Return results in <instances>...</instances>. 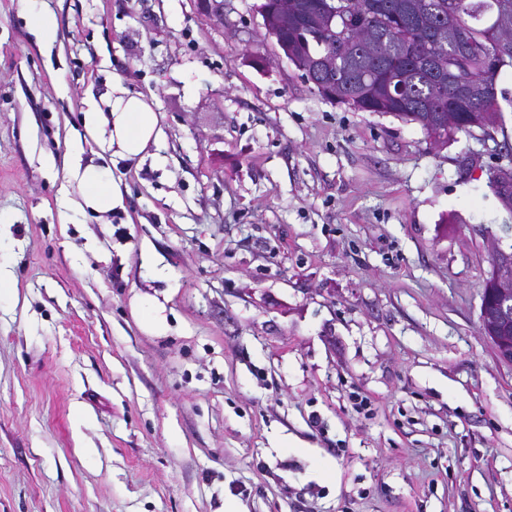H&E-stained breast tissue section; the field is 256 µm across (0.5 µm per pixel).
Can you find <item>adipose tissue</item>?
<instances>
[{"instance_id": "adipose-tissue-1", "label": "adipose tissue", "mask_w": 512, "mask_h": 512, "mask_svg": "<svg viewBox=\"0 0 512 512\" xmlns=\"http://www.w3.org/2000/svg\"><path fill=\"white\" fill-rule=\"evenodd\" d=\"M84 125L103 150L126 160L141 156L158 141L159 117L151 100L131 94L122 85L112 87L106 108L90 107ZM86 207L105 212L124 208L125 197L120 181L110 178L106 169H74Z\"/></svg>"}]
</instances>
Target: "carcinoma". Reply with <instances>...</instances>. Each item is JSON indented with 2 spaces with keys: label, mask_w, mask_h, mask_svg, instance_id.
Segmentation results:
<instances>
[{
  "label": "carcinoma",
  "mask_w": 512,
  "mask_h": 512,
  "mask_svg": "<svg viewBox=\"0 0 512 512\" xmlns=\"http://www.w3.org/2000/svg\"><path fill=\"white\" fill-rule=\"evenodd\" d=\"M502 0H294L278 36L318 92L365 112L390 113L447 142L496 125L493 87L512 68V15ZM336 55V70L323 60Z\"/></svg>",
  "instance_id": "1"
}]
</instances>
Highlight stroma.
<instances>
[{"label":"stroma","instance_id":"1","mask_svg":"<svg viewBox=\"0 0 512 512\" xmlns=\"http://www.w3.org/2000/svg\"><path fill=\"white\" fill-rule=\"evenodd\" d=\"M261 2L0 0V512H512V70L436 146L323 98ZM116 83L159 116L135 160L83 126ZM29 20L34 33L41 41L51 42L56 38L58 26L52 14L43 11H32ZM81 188L82 200L86 207L96 211L125 209V197L121 182L112 179L106 169L98 167H79L73 171ZM493 279L486 286L484 300L481 302V323L484 335L494 344L498 356L512 363V341H507L498 335V327L489 322L488 301L494 297V307L502 313L512 308V254L498 250ZM482 296V297H483Z\"/></svg>","mask_w":512,"mask_h":512}]
</instances>
